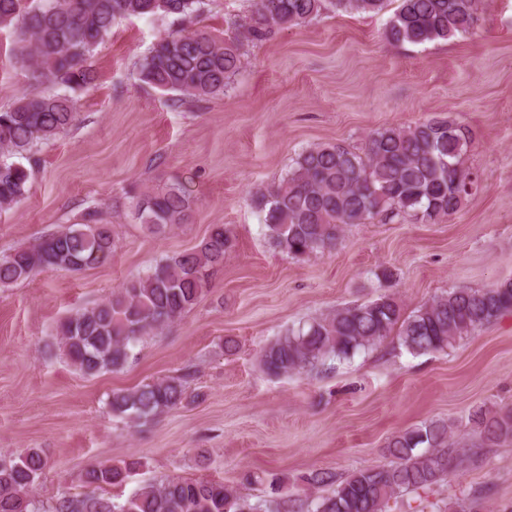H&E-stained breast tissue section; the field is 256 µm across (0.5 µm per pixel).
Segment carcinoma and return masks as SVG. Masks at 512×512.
Wrapping results in <instances>:
<instances>
[{
	"label": "carcinoma",
	"mask_w": 512,
	"mask_h": 512,
	"mask_svg": "<svg viewBox=\"0 0 512 512\" xmlns=\"http://www.w3.org/2000/svg\"><path fill=\"white\" fill-rule=\"evenodd\" d=\"M200 0H0V29H12L21 62L44 86L0 109V211L12 209L28 193L39 159L38 146L55 139L76 121L74 94L96 80L88 65L119 20L188 22ZM389 0H250L247 13L232 22L234 34L221 39L181 29L157 37L138 60L139 80L180 105L224 94L241 68L243 50L267 40L275 30L307 24L328 11L378 14ZM385 37L395 45H422L466 35L480 0H397ZM470 131L449 117L433 116L414 125L373 131L355 152L340 143L317 144L300 152L277 183L256 191L252 204L265 235L286 255L303 259L336 248L349 224L384 223L398 217L435 224L471 196L478 176L465 165ZM135 223L159 236L189 222L193 201L175 181L136 185L127 192ZM232 246L228 230L215 224L196 247L158 261L99 303L79 309L55 328L62 355L87 377L124 368L144 340L197 305ZM111 225L90 209L82 224H64L38 242L0 254V288L57 271L81 272L110 260ZM512 313V280L486 288H451L411 313L398 297L337 308L288 329L265 344L263 372L271 377L312 374L367 353L393 338L420 356L442 353ZM192 374L152 380L112 392V414L134 425L147 424L188 401ZM466 427L488 447L512 440V408L478 407ZM452 425L426 421L395 433L387 461L345 477L323 469L302 476L310 493H281L279 479L267 480L270 493L251 501L219 481L168 477L144 485L124 499L104 495L123 485L134 461H107L80 476L86 491L66 493L40 508L35 498L48 461L27 449L0 455V512H391L404 493L426 492L467 460ZM475 498H457L449 512H481Z\"/></svg>",
	"instance_id": "1"
}]
</instances>
